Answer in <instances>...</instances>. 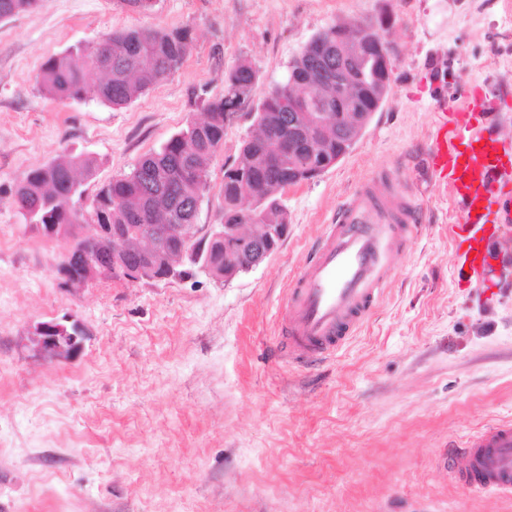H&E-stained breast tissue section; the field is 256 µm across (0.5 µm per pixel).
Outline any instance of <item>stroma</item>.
Returning a JSON list of instances; mask_svg holds the SVG:
<instances>
[{
  "instance_id": "obj_1",
  "label": "stroma",
  "mask_w": 512,
  "mask_h": 512,
  "mask_svg": "<svg viewBox=\"0 0 512 512\" xmlns=\"http://www.w3.org/2000/svg\"><path fill=\"white\" fill-rule=\"evenodd\" d=\"M389 93L352 151L287 188L288 237L231 282L66 283L65 247L11 204L23 173L82 154L87 196L204 118L240 62L249 102L208 166L199 227L222 221L224 167L255 109L327 27L379 24ZM191 32L183 63L127 107L49 99L43 59L115 29ZM512 93V0H43L0 20V512H512L449 482L443 457L512 419V228L486 284L458 278L456 213L425 161L436 114L468 81ZM393 180L419 223L370 317L334 357L300 367L276 349L290 278L344 196ZM73 319L72 357L33 331Z\"/></svg>"
}]
</instances>
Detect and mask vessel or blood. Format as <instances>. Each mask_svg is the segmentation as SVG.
Masks as SVG:
<instances>
[{
    "mask_svg": "<svg viewBox=\"0 0 512 512\" xmlns=\"http://www.w3.org/2000/svg\"><path fill=\"white\" fill-rule=\"evenodd\" d=\"M502 110L501 94L470 83L452 105L441 106L427 153L429 171L457 210L448 234L468 282L493 271L503 227L512 221V145L493 125ZM416 221L415 207L397 192L381 201L365 183L344 198L278 309L289 362L332 356L365 322ZM447 465L462 487L511 494L512 423L473 434L449 450Z\"/></svg>",
    "mask_w": 512,
    "mask_h": 512,
    "instance_id": "1",
    "label": "vessel or blood"
}]
</instances>
